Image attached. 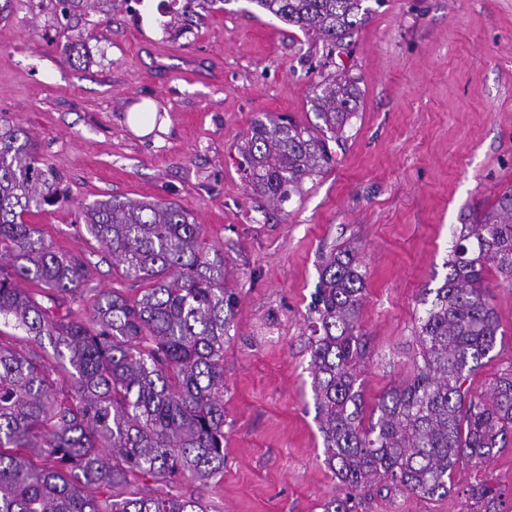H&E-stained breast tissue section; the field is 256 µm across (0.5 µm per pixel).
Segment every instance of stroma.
Masks as SVG:
<instances>
[{
	"mask_svg": "<svg viewBox=\"0 0 512 512\" xmlns=\"http://www.w3.org/2000/svg\"><path fill=\"white\" fill-rule=\"evenodd\" d=\"M126 0L110 15L63 19L56 0H13L0 19V120L37 141L68 202L27 217L56 249L90 268L73 303L141 294L85 229L99 200L174 201L224 258L238 304L224 339V472L173 490L207 512H322L341 495L325 462L312 391L311 309L322 258L354 246L365 274L359 366L367 408L415 368L414 335L440 287L452 234L488 213L512 186V0H367L368 19L337 54L359 89L347 140L323 174L282 207L267 205L240 167L238 146L257 116L314 125L319 61L301 31L250 0H220L181 32L161 6ZM91 32L72 47V28ZM151 103V130L129 115ZM501 323L491 360L470 391L512 369V285L486 277ZM447 497L380 485L359 490L354 512H483L472 488L512 512V442L461 464Z\"/></svg>",
	"mask_w": 512,
	"mask_h": 512,
	"instance_id": "stroma-1",
	"label": "stroma"
}]
</instances>
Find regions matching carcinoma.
Here are the masks:
<instances>
[{
  "instance_id": "cac0c4a2",
  "label": "carcinoma",
  "mask_w": 512,
  "mask_h": 512,
  "mask_svg": "<svg viewBox=\"0 0 512 512\" xmlns=\"http://www.w3.org/2000/svg\"><path fill=\"white\" fill-rule=\"evenodd\" d=\"M298 28L326 58L368 18L365 0H251ZM67 17L108 15L118 0H59ZM312 109L322 123L254 120L239 145L254 190L274 204L303 193L325 171L330 142L356 117L355 80L320 73ZM59 199L27 131L0 123V322L50 346L53 361L0 335V512H207L168 491L127 497L144 477L202 485L224 471V335L236 296L224 258L202 247L203 225L162 200L96 202L87 233L147 284L129 298L95 295L72 318L88 264L55 249L25 215ZM443 284L416 330L413 377L387 390L369 418L357 365L366 353L359 316L365 274L349 247L323 264L314 312L312 389L326 463L346 486L323 512H352L354 492L375 478L422 497H445L461 463L483 462L512 440V371L484 396L464 387L494 350L500 320L485 299L488 271L512 284V189L475 224H463ZM36 284L21 288L18 281Z\"/></svg>"
}]
</instances>
